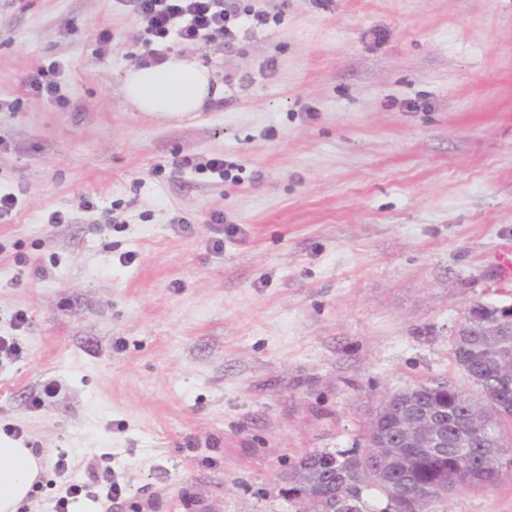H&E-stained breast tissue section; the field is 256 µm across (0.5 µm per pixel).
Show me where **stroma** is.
Listing matches in <instances>:
<instances>
[{"label":"stroma","mask_w":512,"mask_h":512,"mask_svg":"<svg viewBox=\"0 0 512 512\" xmlns=\"http://www.w3.org/2000/svg\"><path fill=\"white\" fill-rule=\"evenodd\" d=\"M228 2L271 21L171 39L224 85L179 117L120 92L129 0H0V435L44 455L22 512L93 464L112 512H294L281 473L363 447L387 393L465 383L464 311L512 303V0ZM436 510L512 512V471ZM55 75L56 69H39L36 75L27 81L28 91L35 96L53 95L57 90V82L53 79Z\"/></svg>","instance_id":"obj_1"}]
</instances>
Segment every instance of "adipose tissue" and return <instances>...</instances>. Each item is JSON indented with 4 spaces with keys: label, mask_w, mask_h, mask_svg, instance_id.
Listing matches in <instances>:
<instances>
[{
    "label": "adipose tissue",
    "mask_w": 512,
    "mask_h": 512,
    "mask_svg": "<svg viewBox=\"0 0 512 512\" xmlns=\"http://www.w3.org/2000/svg\"><path fill=\"white\" fill-rule=\"evenodd\" d=\"M124 99L140 112L187 115L202 111L224 93L210 69L172 56L161 64L134 67L121 80ZM43 470V458L22 442L0 438V512H20Z\"/></svg>",
    "instance_id": "ef3b65f1"
}]
</instances>
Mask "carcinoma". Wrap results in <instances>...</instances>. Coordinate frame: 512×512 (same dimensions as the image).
Returning a JSON list of instances; mask_svg holds the SVG:
<instances>
[{
  "label": "carcinoma",
  "instance_id": "carcinoma-1",
  "mask_svg": "<svg viewBox=\"0 0 512 512\" xmlns=\"http://www.w3.org/2000/svg\"><path fill=\"white\" fill-rule=\"evenodd\" d=\"M500 302L478 301L462 320L466 335L454 337V361L472 381L463 389L450 380L430 378L424 397L444 409L448 429L468 432L463 443L448 442L436 453L425 448L403 449L402 461L390 472L387 482L369 480L373 459L368 451L329 453L311 451L295 467L307 468L318 480L317 491L336 500L337 512H434L446 495L460 490L495 487L501 471L512 467V333L492 343L488 329L498 323ZM481 403H494L498 418L486 428L469 426L471 412ZM498 439L502 454H488L485 443Z\"/></svg>",
  "mask_w": 512,
  "mask_h": 512
}]
</instances>
